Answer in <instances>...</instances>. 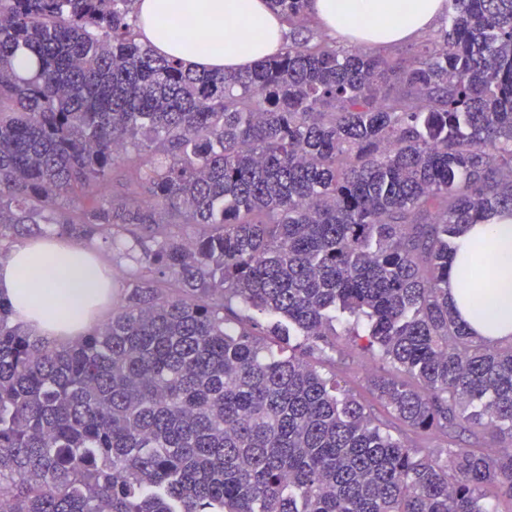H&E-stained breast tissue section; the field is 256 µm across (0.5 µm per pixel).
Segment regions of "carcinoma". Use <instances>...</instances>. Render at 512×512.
Listing matches in <instances>:
<instances>
[{"instance_id": "carcinoma-1", "label": "carcinoma", "mask_w": 512, "mask_h": 512, "mask_svg": "<svg viewBox=\"0 0 512 512\" xmlns=\"http://www.w3.org/2000/svg\"><path fill=\"white\" fill-rule=\"evenodd\" d=\"M135 2L0 0V241L135 225L152 273L54 346L0 301V512H498L511 451L410 434L512 440V345L448 304L460 227L512 211V0H448L411 61L269 0L290 41L240 72L154 54ZM142 151L146 197L103 194ZM339 326L403 374L370 379L387 418L283 355Z\"/></svg>"}]
</instances>
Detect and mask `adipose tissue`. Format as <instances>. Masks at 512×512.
Returning <instances> with one entry per match:
<instances>
[{
    "label": "adipose tissue",
    "instance_id": "obj_1",
    "mask_svg": "<svg viewBox=\"0 0 512 512\" xmlns=\"http://www.w3.org/2000/svg\"><path fill=\"white\" fill-rule=\"evenodd\" d=\"M311 8L335 38L378 47L433 28L446 13V0H312ZM136 9L141 41L196 70L243 71L272 56L283 42L285 26L266 0H136ZM186 15L207 33V40L174 37L156 24L160 17ZM456 244L448 266L449 305L485 339L512 338V213L498 211L484 223L465 226ZM479 254L487 267L478 285L485 299L480 315L463 288ZM114 288L91 251L55 238L30 240L0 261V298L34 336L87 334L95 323L92 299L111 295Z\"/></svg>",
    "mask_w": 512,
    "mask_h": 512
}]
</instances>
